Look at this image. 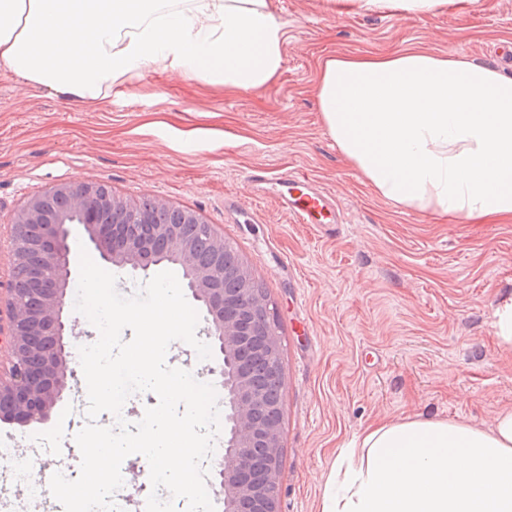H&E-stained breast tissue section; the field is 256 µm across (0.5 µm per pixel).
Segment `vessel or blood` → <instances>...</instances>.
Segmentation results:
<instances>
[{"label": "vessel or blood", "instance_id": "vessel-or-blood-1", "mask_svg": "<svg viewBox=\"0 0 512 512\" xmlns=\"http://www.w3.org/2000/svg\"><path fill=\"white\" fill-rule=\"evenodd\" d=\"M250 178L259 192L271 195L297 223H336V201L333 195L316 186L310 179L296 175H275L264 167L253 170Z\"/></svg>", "mask_w": 512, "mask_h": 512}]
</instances>
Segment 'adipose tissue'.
<instances>
[{
    "label": "adipose tissue",
    "instance_id": "obj_1",
    "mask_svg": "<svg viewBox=\"0 0 512 512\" xmlns=\"http://www.w3.org/2000/svg\"><path fill=\"white\" fill-rule=\"evenodd\" d=\"M458 0H324L339 15L447 11ZM272 0H0V64L99 104L153 67L229 91L276 82ZM315 97L344 157L393 203L452 221L512 220V76L410 47L332 55ZM321 512H512V409L478 426L425 415L358 434L323 477Z\"/></svg>",
    "mask_w": 512,
    "mask_h": 512
}]
</instances>
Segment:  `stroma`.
<instances>
[{"mask_svg":"<svg viewBox=\"0 0 512 512\" xmlns=\"http://www.w3.org/2000/svg\"><path fill=\"white\" fill-rule=\"evenodd\" d=\"M288 23L279 79L227 92L145 69L90 107L0 66V221L60 182L163 197L216 225L264 286L281 342L280 512H318L320 473L368 425L421 413L476 425L512 408V351L493 313L512 295V221L453 224L379 197L344 158L315 99L320 61L416 46L512 75V0L464 12L336 17L323 0H274ZM305 176L333 193L341 224L296 223L257 197L250 171ZM68 288L71 390L48 419L0 421V448L28 472L80 471L86 418L78 348L97 329Z\"/></svg>","mask_w":512,"mask_h":512,"instance_id":"35a3bbf8","label":"stroma"}]
</instances>
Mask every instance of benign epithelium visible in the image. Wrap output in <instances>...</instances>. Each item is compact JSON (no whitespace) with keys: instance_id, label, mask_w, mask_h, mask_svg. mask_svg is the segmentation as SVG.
<instances>
[{"instance_id":"7a95c632","label":"benign epithelium","mask_w":512,"mask_h":512,"mask_svg":"<svg viewBox=\"0 0 512 512\" xmlns=\"http://www.w3.org/2000/svg\"><path fill=\"white\" fill-rule=\"evenodd\" d=\"M133 212L130 202L117 194H102L95 183H58L27 199L11 218L18 224H39L42 233L27 241L26 249L42 256L54 277L34 289L37 301L21 304L18 291L8 282V322L0 323V348L10 356L8 372L0 373V419L29 427L42 423L61 399L69 383L64 309L73 258L66 243V224L84 225L101 258L132 272L158 264L153 241H165L169 260L181 266L187 288L206 308L209 336L217 353L208 373L224 388V403L230 424L223 453L216 463L215 494L224 512H278L276 500L266 496L263 483L279 485L281 462L280 425L264 420L280 407L270 405L252 374L244 368L228 370L231 359L247 342L240 320L228 313L233 307L268 308L267 300L246 288L234 297L217 284L224 278V262L202 265L194 243L179 235L172 224L151 225L150 236L127 233L119 217ZM268 349L270 369L282 377L280 342L276 331H260Z\"/></svg>"}]
</instances>
